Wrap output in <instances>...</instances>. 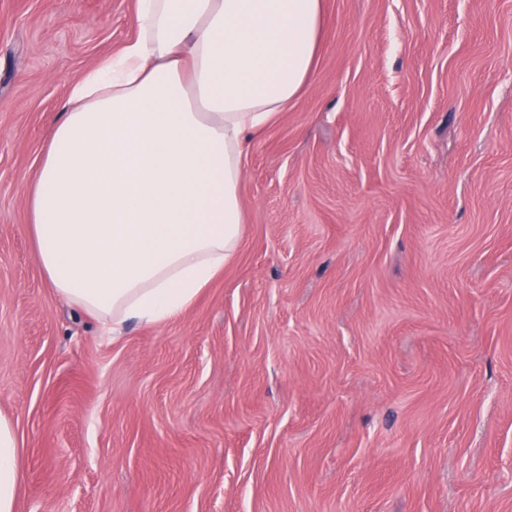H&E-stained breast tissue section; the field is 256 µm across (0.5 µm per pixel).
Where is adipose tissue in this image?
Segmentation results:
<instances>
[{"instance_id": "ef3b65f1", "label": "adipose tissue", "mask_w": 512, "mask_h": 512, "mask_svg": "<svg viewBox=\"0 0 512 512\" xmlns=\"http://www.w3.org/2000/svg\"><path fill=\"white\" fill-rule=\"evenodd\" d=\"M136 25L73 85L26 191L48 283L116 337L181 318L236 254L242 161L308 83L322 0H137ZM22 490L0 414V512Z\"/></svg>"}]
</instances>
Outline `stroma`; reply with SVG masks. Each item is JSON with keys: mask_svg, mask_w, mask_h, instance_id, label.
<instances>
[{"mask_svg": "<svg viewBox=\"0 0 512 512\" xmlns=\"http://www.w3.org/2000/svg\"><path fill=\"white\" fill-rule=\"evenodd\" d=\"M136 0H0V413L16 512H512V0H323L243 237L114 339L28 234L71 85ZM23 490L22 461L13 421L0 414V512H16Z\"/></svg>", "mask_w": 512, "mask_h": 512, "instance_id": "35a3bbf8", "label": "stroma"}]
</instances>
